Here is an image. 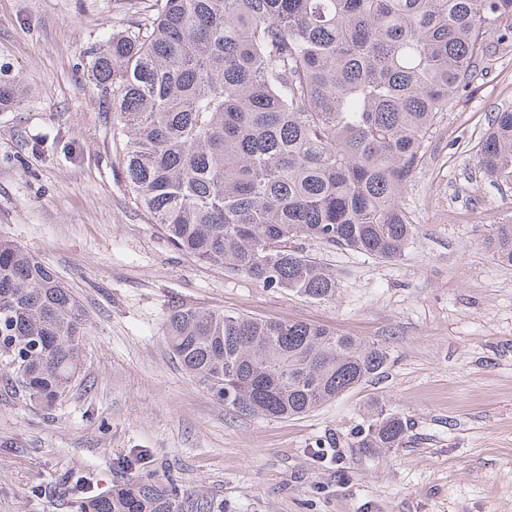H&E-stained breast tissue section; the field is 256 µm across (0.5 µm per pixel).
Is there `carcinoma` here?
<instances>
[{
    "mask_svg": "<svg viewBox=\"0 0 512 512\" xmlns=\"http://www.w3.org/2000/svg\"><path fill=\"white\" fill-rule=\"evenodd\" d=\"M512 44V0H148L87 67L112 113L133 204L180 251L266 288L336 300V273L296 241L392 261L417 232L403 206L435 117ZM20 78L0 65V109ZM512 189V110L476 151ZM485 248L512 267V220ZM164 335L198 385L243 416L295 418L381 374L390 350L319 325L172 310ZM90 328L55 271L0 239V358L14 392L54 406ZM408 418L370 403L366 451L396 448ZM174 479H130L80 512H182Z\"/></svg>",
    "mask_w": 512,
    "mask_h": 512,
    "instance_id": "cac0c4a2",
    "label": "carcinoma"
}]
</instances>
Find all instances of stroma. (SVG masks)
Segmentation results:
<instances>
[{"mask_svg":"<svg viewBox=\"0 0 512 512\" xmlns=\"http://www.w3.org/2000/svg\"><path fill=\"white\" fill-rule=\"evenodd\" d=\"M131 0H0V64L26 87L0 110V238L36 253L82 305L83 367L50 409L0 365V512H77L101 493L171 477L216 512H512V267L482 240L512 215L475 154L512 110V48L440 114L403 201V259L303 241L335 269V301L262 287L176 249L113 166L112 115L84 65ZM322 325L388 346L385 372L300 418L243 417L170 352L174 308ZM410 418L400 447L356 445L367 400Z\"/></svg>","mask_w":512,"mask_h":512,"instance_id":"35a3bbf8","label":"stroma"}]
</instances>
